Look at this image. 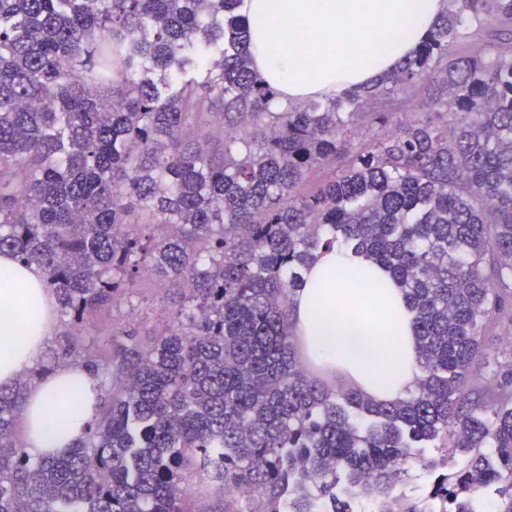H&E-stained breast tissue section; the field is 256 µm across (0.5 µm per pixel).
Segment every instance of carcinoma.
<instances>
[{"mask_svg":"<svg viewBox=\"0 0 512 512\" xmlns=\"http://www.w3.org/2000/svg\"><path fill=\"white\" fill-rule=\"evenodd\" d=\"M242 2L0 0V251L43 273L54 363L98 381L84 434L37 458L28 376L0 385V512H512V350L484 344L512 327V0H448L395 70L282 111ZM335 245L405 292V399L306 372L290 304ZM155 276L179 291L162 332L90 337ZM429 479L427 473L420 468H411L405 476V484L403 489L412 499L421 498L428 486Z\"/></svg>","mask_w":512,"mask_h":512,"instance_id":"carcinoma-1","label":"carcinoma"}]
</instances>
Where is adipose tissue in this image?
Returning a JSON list of instances; mask_svg holds the SVG:
<instances>
[{"label":"adipose tissue","mask_w":512,"mask_h":512,"mask_svg":"<svg viewBox=\"0 0 512 512\" xmlns=\"http://www.w3.org/2000/svg\"><path fill=\"white\" fill-rule=\"evenodd\" d=\"M446 7V0H243L253 64L279 91V109L390 72L413 55ZM304 278L290 317L309 366L377 402L407 397L422 369L414 314L391 275L336 247L323 251ZM372 285L385 298L379 312L367 296ZM51 302L37 268L0 253V384H12L40 360L53 331ZM72 383L87 397L77 411L63 400ZM97 389L94 375L70 364L33 384L21 413L28 451L64 455L94 418Z\"/></svg>","instance_id":"adipose-tissue-1"}]
</instances>
